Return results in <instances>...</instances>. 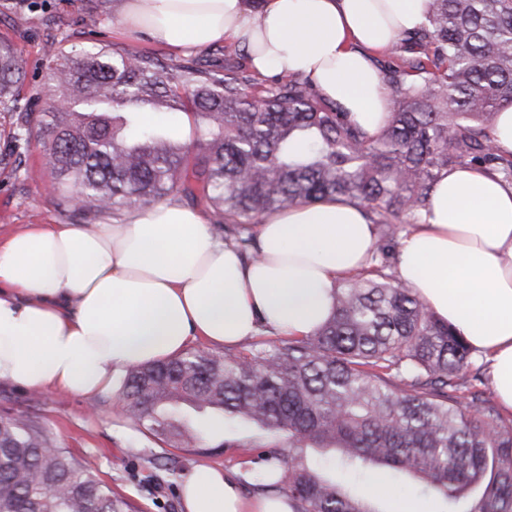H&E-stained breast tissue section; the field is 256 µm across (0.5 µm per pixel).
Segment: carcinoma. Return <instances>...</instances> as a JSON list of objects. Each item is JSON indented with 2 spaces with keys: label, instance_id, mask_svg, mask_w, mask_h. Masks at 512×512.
I'll list each match as a JSON object with an SVG mask.
<instances>
[{
  "label": "carcinoma",
  "instance_id": "1",
  "mask_svg": "<svg viewBox=\"0 0 512 512\" xmlns=\"http://www.w3.org/2000/svg\"><path fill=\"white\" fill-rule=\"evenodd\" d=\"M381 78L392 107L369 136L310 77L287 74L252 93L239 67L168 64L104 47L44 53L42 112L17 114L13 137L48 152L49 192L84 217L178 199L214 211L224 243L258 256L251 221L343 199L385 228L416 220L452 166L512 184L492 143L512 107V0H430L422 26L390 49ZM26 61L0 39V107L15 106ZM184 112L187 144L150 114ZM471 350L410 289L379 273L345 282L311 335L239 353L198 349L129 369L121 392L134 427L172 448H203L214 426L240 419L275 446L250 449L260 492L293 512H376L336 469L374 483L409 478L448 512H512V421L462 381ZM192 409L200 414L194 418ZM0 512H131L97 476L24 419H0Z\"/></svg>",
  "mask_w": 512,
  "mask_h": 512
}]
</instances>
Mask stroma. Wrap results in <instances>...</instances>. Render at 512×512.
<instances>
[{
  "mask_svg": "<svg viewBox=\"0 0 512 512\" xmlns=\"http://www.w3.org/2000/svg\"><path fill=\"white\" fill-rule=\"evenodd\" d=\"M119 0H0V36L8 38L28 63L25 89L18 105L35 108L33 94L45 80L48 63L44 47L57 42L66 48L106 46L156 52L166 62L182 61V54L148 36L121 34L112 20ZM95 17L88 28L87 17ZM14 113L0 112V240L32 224H74L78 218L61 208L40 179L26 178L29 170L48 172L46 155L37 141L10 138ZM26 388L0 386V418L22 417L43 429L57 447L66 449L93 471L133 512H183L179 483L156 468V457L174 455L183 472L208 464L247 479L256 471L249 448L270 444L266 432L243 422L224 425L225 445L201 453L195 448L176 450L150 435L133 430L123 412L119 393L88 401L66 393L43 391L31 401Z\"/></svg>",
  "mask_w": 512,
  "mask_h": 512,
  "instance_id": "35a3bbf8",
  "label": "stroma"
}]
</instances>
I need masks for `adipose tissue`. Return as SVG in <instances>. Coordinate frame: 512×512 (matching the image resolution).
Returning <instances> with one entry per match:
<instances>
[{"instance_id":"ef3b65f1","label":"adipose tissue","mask_w":512,"mask_h":512,"mask_svg":"<svg viewBox=\"0 0 512 512\" xmlns=\"http://www.w3.org/2000/svg\"><path fill=\"white\" fill-rule=\"evenodd\" d=\"M428 0H120L119 27L183 52L228 40L263 76H311L367 133L390 109L372 62L419 28ZM246 260L197 209L163 200L122 224H34L0 243V385L94 400L137 364L190 340L234 347L259 329L310 335L336 290L369 269L377 228L365 209L326 200L265 217ZM398 282L486 361L512 413V186L456 168L441 175L399 243ZM184 512H292L284 495L243 497L196 466Z\"/></svg>"}]
</instances>
